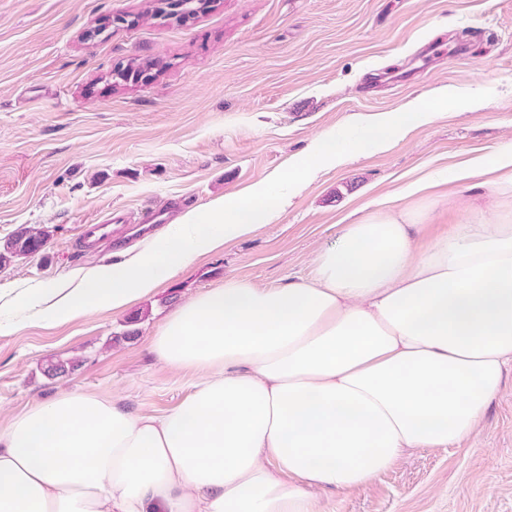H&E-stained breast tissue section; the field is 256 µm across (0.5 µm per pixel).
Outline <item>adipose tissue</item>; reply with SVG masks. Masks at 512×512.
I'll return each mask as SVG.
<instances>
[{"label":"adipose tissue","instance_id":"ef3b65f1","mask_svg":"<svg viewBox=\"0 0 512 512\" xmlns=\"http://www.w3.org/2000/svg\"><path fill=\"white\" fill-rule=\"evenodd\" d=\"M448 105L356 116L288 172L186 210L126 258L15 296L35 318L121 312L195 258L270 224L303 180L382 149ZM417 212L343 225L306 278L245 279L185 301L151 340L201 379L170 411L137 416L80 390L0 432V512H322L410 449L470 436L512 367V214L435 241Z\"/></svg>","mask_w":512,"mask_h":512}]
</instances>
